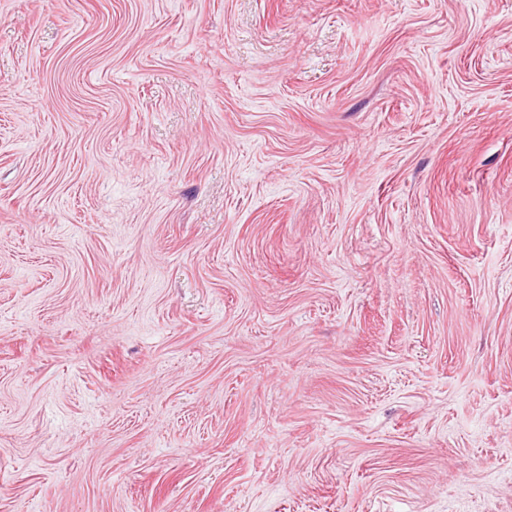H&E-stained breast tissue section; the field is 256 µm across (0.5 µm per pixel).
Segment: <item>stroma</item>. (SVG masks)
Segmentation results:
<instances>
[{
    "instance_id": "1",
    "label": "stroma",
    "mask_w": 512,
    "mask_h": 512,
    "mask_svg": "<svg viewBox=\"0 0 512 512\" xmlns=\"http://www.w3.org/2000/svg\"><path fill=\"white\" fill-rule=\"evenodd\" d=\"M0 512H512V0H0Z\"/></svg>"
}]
</instances>
